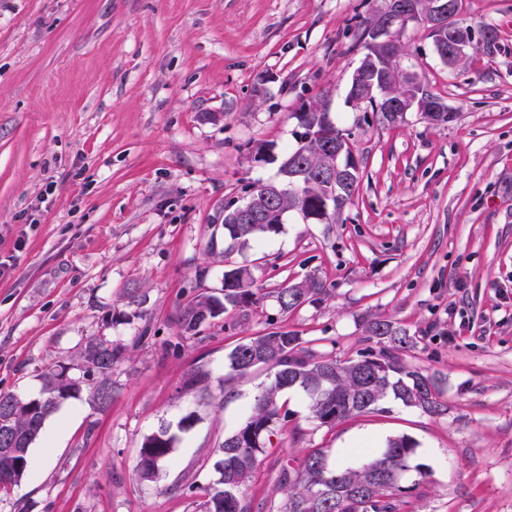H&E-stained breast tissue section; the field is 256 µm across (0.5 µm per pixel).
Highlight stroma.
<instances>
[{"label":"stroma","mask_w":512,"mask_h":512,"mask_svg":"<svg viewBox=\"0 0 512 512\" xmlns=\"http://www.w3.org/2000/svg\"><path fill=\"white\" fill-rule=\"evenodd\" d=\"M373 5L0 0V393L39 397L44 372L87 339L129 347L110 407L86 391L65 401L31 448L43 467L0 492V512H197L220 445L269 381L263 368L233 375L232 349L281 327L345 360L371 315L416 333L402 357L447 414L389 400L332 428L302 391L284 392L249 512H281L279 470L305 449L343 466L402 435L428 474L407 473L401 512H512V0H463V19L494 24L500 49L462 68L440 61L425 28L402 32L406 65L459 114L437 128L346 104L355 17ZM319 98L351 133V204L333 224L289 213L281 232L226 252L222 206L277 180L294 112ZM252 139L268 146L263 165ZM242 263L268 299L180 335V304L219 293ZM310 276L325 301L281 313L271 291ZM198 370L206 389L185 391ZM163 426L174 451L140 481L139 448Z\"/></svg>","instance_id":"35a3bbf8"}]
</instances>
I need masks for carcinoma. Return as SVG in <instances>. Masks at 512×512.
<instances>
[{"label":"carcinoma","instance_id":"1","mask_svg":"<svg viewBox=\"0 0 512 512\" xmlns=\"http://www.w3.org/2000/svg\"><path fill=\"white\" fill-rule=\"evenodd\" d=\"M414 2L416 14L412 21L430 30L435 50L447 47L459 30L468 34L463 52L455 55L448 67L456 69L465 65L471 50L489 56L498 51V35L486 41L461 19L453 21L452 29H436L431 24L434 0ZM356 19V46L363 56L370 55L372 59L353 71L346 98L361 99L383 124L404 120V112L416 110L417 101L423 99L429 104V110L422 113L425 120L435 126L453 123L458 113L429 93L416 72L403 67L402 59L408 55V49L399 35L404 27L393 29L389 46H370L368 32L379 26V8H371ZM293 118L301 132L297 146L286 151L281 160L279 181L250 185L249 197L255 201L256 217L237 221V206L232 203L224 205L220 211L230 250L279 233L283 217L289 212L334 223L354 197L360 169L351 150L349 133L330 118L328 102L318 100L313 111L295 112ZM312 129L331 132L334 150H327L321 138L309 136ZM327 294L328 289L319 279L309 277L278 289L273 297L280 310L288 313L307 303L320 302ZM262 300L254 288L251 267L247 264L234 266L224 272L220 294L200 292L180 305L179 333L197 336L204 325L198 316L217 319L230 307L257 305ZM364 332L366 340L375 342L376 347L366 348L357 359L344 361L331 353H317L304 346L303 339L287 329L250 338L234 347L229 362L235 374L245 376L259 366H266L272 378L256 397L246 421L224 438L218 459L224 469L223 478L207 491L200 512H246L241 489L253 477L265 436L281 419L279 397L285 390H301L309 400L313 416L328 426L364 412L377 411L386 399L432 417L447 413L448 405L441 399L433 381L407 365L400 356V352L417 344L408 328L386 317L375 316L365 320ZM126 354L127 348L121 345L104 350L100 361L93 362L94 379L89 384L63 379L64 365L46 372L42 376V391L53 399L32 413L14 414L11 425L19 434L29 436L31 446L39 438L46 419L63 402L77 397L83 390L92 393L99 407H108L112 401V366L123 361ZM173 450L172 445H155L153 437L147 436L140 451L152 453L159 461L143 467L138 475L146 481L158 479ZM416 455L417 442L403 435L388 439L384 447L374 451L361 465L332 470L325 452L316 448L305 454L299 467L288 465L281 469L277 491L287 498L285 512H399L401 498L409 487L392 482L391 473L405 474Z\"/></svg>","mask_w":512,"mask_h":512}]
</instances>
